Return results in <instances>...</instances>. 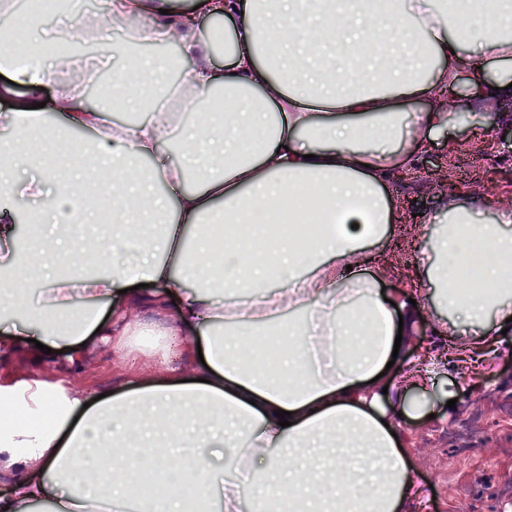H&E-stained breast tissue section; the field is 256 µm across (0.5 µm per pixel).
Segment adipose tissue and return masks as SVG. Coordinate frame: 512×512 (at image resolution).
I'll return each instance as SVG.
<instances>
[{
  "label": "adipose tissue",
  "instance_id": "ef3b65f1",
  "mask_svg": "<svg viewBox=\"0 0 512 512\" xmlns=\"http://www.w3.org/2000/svg\"><path fill=\"white\" fill-rule=\"evenodd\" d=\"M202 14L229 28L230 61L219 70L209 44L185 10L170 0H111L110 17L129 22L163 12L133 41L176 42L192 60L176 102L153 106L148 120L104 129L114 99L152 80L165 82L167 62L125 59L113 72L110 99L91 104L61 83L53 67L17 56L0 98V352L34 339L80 361L96 335L112 339L129 371L106 397L41 379H0V408H19L44 425L0 424V512L38 502L57 512H212L222 491L227 512H410L422 489L407 460L399 414L423 409L412 390L426 386L431 345L413 348L421 309L406 290L386 299L366 266L400 220L390 185L410 168L426 137L451 128L452 94L467 105L495 98L512 106V0H197ZM51 95H44L46 86ZM224 113L210 117L215 90ZM24 99H17V92ZM199 113L176 130L177 110ZM92 134L119 229L106 243V271L95 254L45 232L21 250L16 203L44 201L43 213L81 223L70 213L63 175L80 179L83 153L70 164L50 154L56 121ZM192 147L175 161L172 143ZM37 167L17 186L12 167ZM167 194L156 195L157 182ZM480 197L452 196L444 223L422 247L419 264L441 301L482 331L454 344L457 359L490 364L502 330L512 331V208L493 222L477 218ZM158 206L160 234L128 232L131 209ZM311 216L309 245L295 238L265 247L228 237L210 278L232 287L216 303L191 286L195 258L211 253L216 227L301 223ZM36 279L39 304L18 306L14 288ZM473 288L459 304V284ZM139 302L172 309L176 349L165 350L154 375L141 377L130 341L129 310ZM277 323L286 352L271 371L247 368L244 350L259 328ZM397 369L386 374L388 362ZM185 364L182 381L174 363ZM290 414L279 424L278 411ZM223 450L216 472L207 449ZM152 471L157 496L140 497L134 477ZM276 478L274 494L232 478L241 470Z\"/></svg>",
  "mask_w": 512,
  "mask_h": 512
}]
</instances>
